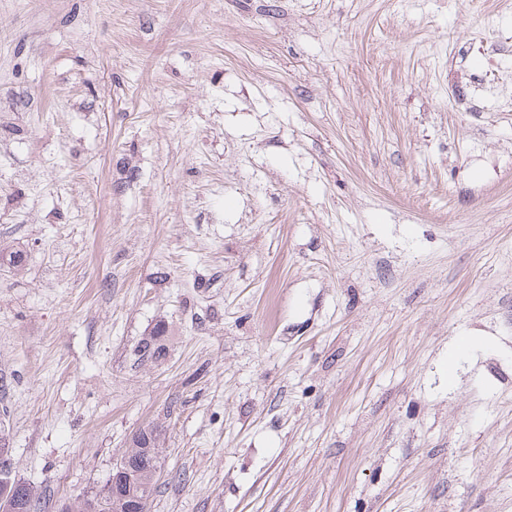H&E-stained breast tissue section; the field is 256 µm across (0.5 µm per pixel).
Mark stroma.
<instances>
[{
    "mask_svg": "<svg viewBox=\"0 0 512 512\" xmlns=\"http://www.w3.org/2000/svg\"><path fill=\"white\" fill-rule=\"evenodd\" d=\"M507 98L512 0H0V425L42 512L148 427L150 512H512Z\"/></svg>",
    "mask_w": 512,
    "mask_h": 512,
    "instance_id": "stroma-1",
    "label": "stroma"
}]
</instances>
